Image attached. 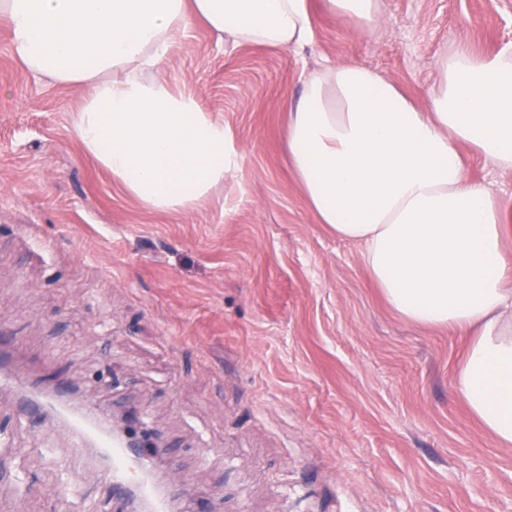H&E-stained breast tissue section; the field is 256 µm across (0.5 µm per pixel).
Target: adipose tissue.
Instances as JSON below:
<instances>
[{
	"label": "adipose tissue",
	"mask_w": 512,
	"mask_h": 512,
	"mask_svg": "<svg viewBox=\"0 0 512 512\" xmlns=\"http://www.w3.org/2000/svg\"><path fill=\"white\" fill-rule=\"evenodd\" d=\"M237 44L314 39L309 0H0L16 60L82 85L74 122L87 154L145 206L190 208L236 162L222 123L171 89L160 65L192 19ZM428 110L353 61L323 66L289 107L292 166L318 223L361 244L404 319L468 338L455 391L495 444L512 447L511 205L467 175L461 147L512 170V43L436 62Z\"/></svg>",
	"instance_id": "adipose-tissue-1"
}]
</instances>
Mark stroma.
<instances>
[{"mask_svg":"<svg viewBox=\"0 0 512 512\" xmlns=\"http://www.w3.org/2000/svg\"><path fill=\"white\" fill-rule=\"evenodd\" d=\"M314 42L235 45L194 22L163 75L238 156L198 205L146 208L86 154L77 86L37 80L0 26V336L31 387L135 412L182 512H512V447L454 395L466 338L402 319L359 244L318 223L288 103L354 60L420 107L436 62L512 42V0H382L360 28L310 0ZM0 389V512H131L54 418Z\"/></svg>","mask_w":512,"mask_h":512,"instance_id":"35a3bbf8","label":"stroma"}]
</instances>
